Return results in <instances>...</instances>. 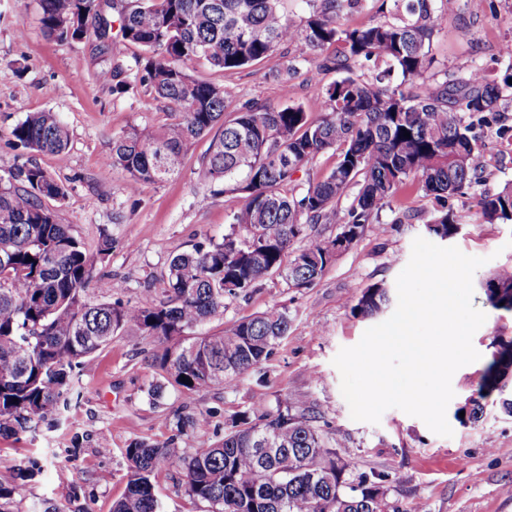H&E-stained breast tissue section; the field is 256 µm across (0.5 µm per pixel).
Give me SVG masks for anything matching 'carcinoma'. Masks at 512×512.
<instances>
[{"instance_id": "carcinoma-1", "label": "carcinoma", "mask_w": 512, "mask_h": 512, "mask_svg": "<svg viewBox=\"0 0 512 512\" xmlns=\"http://www.w3.org/2000/svg\"><path fill=\"white\" fill-rule=\"evenodd\" d=\"M363 2L312 0L298 25L280 12L279 0H40L43 29L60 42L92 34L110 54L119 23L122 40L142 50L131 70L173 116L153 130L132 127L113 137L102 173L123 169L126 190L135 195L177 176L188 149L218 127L198 178L216 194L240 195L242 204L222 242L172 257L161 297L129 304L121 298L124 283L114 282L108 299L91 303L85 291L96 263L112 252V234L101 232L92 251L59 223L44 200L60 201L67 189L36 164L0 183V437L18 440L55 420L61 404L80 396L75 379L119 335L154 343L161 373L148 395L155 401L170 389L191 401L217 387L236 388L288 336L290 320L272 306L219 332L202 331L224 315V299L273 276L296 290L311 287L409 180L442 203L429 231L442 239L457 233L449 201L479 186L485 171L476 129L495 124L500 138L512 142L499 110L512 84L507 77L502 86L490 82L479 70L426 80L433 40L462 0H379L383 19L343 26L342 17ZM296 42L311 50L335 47L322 67L344 74L321 92L329 111L316 120L300 106L249 104L226 120L233 90L191 74L200 60L220 70L241 68ZM364 61L374 64L371 80L354 77ZM122 74L117 64L97 78L122 94L129 88ZM11 137L17 148L61 161L68 154L70 132L54 112L28 114ZM328 149L338 155L326 175L309 180L301 193L285 191L296 172ZM352 187L350 206L339 209ZM481 205L488 223H512V184ZM327 224L338 226L336 235L313 234ZM482 288L493 308L512 311V266L494 271ZM389 300V287L374 283L353 312L374 316ZM494 347L470 400L473 422L494 393L512 416V398L503 397L512 380V338L500 337ZM316 422L296 393L283 395L274 409L257 398L231 422L215 424L223 431L219 440L196 447L189 429L197 422L179 416L166 440L138 438L125 448L126 487L112 512H162L153 478L171 468L183 472L185 494L207 512H386L381 481L349 482L347 463ZM43 469L31 459L0 472V512H21L13 500L19 481Z\"/></svg>"}]
</instances>
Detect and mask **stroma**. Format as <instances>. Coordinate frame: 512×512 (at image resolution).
<instances>
[{"label": "stroma", "mask_w": 512, "mask_h": 512, "mask_svg": "<svg viewBox=\"0 0 512 512\" xmlns=\"http://www.w3.org/2000/svg\"><path fill=\"white\" fill-rule=\"evenodd\" d=\"M512 43V0H464L448 16L432 46L430 78L441 81L451 73L481 70L489 80L512 73V58L502 55ZM140 48L117 41L103 55L94 38L61 42L40 23L37 0H0V179L9 180L18 167L39 164L67 188L54 203L59 223L88 247H95L102 229L114 239L111 255L99 263L87 298L95 302L111 292L113 281L127 284L125 300L136 303L159 295L171 258L213 239L222 241L230 216L241 205L238 195L213 194L199 182L196 171L211 138H199L184 157L180 175L138 195L125 191L126 175L113 170L101 178L102 159L112 138L130 127L154 129L168 122L162 102L139 80L122 95L101 83L96 74L112 64L130 65ZM320 57L304 46L281 45L264 61L224 71L199 61L195 78L233 87L235 99L224 112L232 118L244 103L283 108L302 106L318 117L320 94L340 75L319 66ZM296 65L285 75L287 65ZM50 110L60 115L71 134L65 162L10 144L12 128L27 113ZM486 181L453 203L459 232L448 245L484 258L475 272L473 305L486 315L475 332L479 360L459 368L452 377L454 397L447 408L452 436L434 434L419 418L391 408L379 423L353 420L341 393V376L332 360L341 348L359 343L364 332L386 321L388 312L371 318L356 316L353 307L373 283L395 286L407 265L412 242L427 237V224L441 205L424 195L417 183L396 190L381 212L383 233L367 231L350 250L337 256L324 276L309 288H289L272 277L224 302L223 317L207 323L210 332L253 317L271 306L285 308L291 328L268 361L244 376L233 390L216 388L183 408L175 393L152 400L148 388L159 370L152 363L153 344L142 336H117L100 351L79 378V404L63 409L57 421L42 425L21 440L0 438V469H15L29 459L44 460L42 474L21 483L15 499L21 512L37 501L67 503L69 512H112L126 487L125 449L131 440L162 441L175 429V415L188 411L200 420L191 431L194 445L215 439L208 414L231 418L256 398L275 407L289 392L316 405L318 425L348 465L346 476L380 474L385 499L399 512H512V417L502 413L497 397L485 402L482 419L462 418L485 365L493 336L512 337V312L489 306L480 283L500 266L512 265V223L488 224L481 215L482 192L494 193L512 182V145L495 128L481 134ZM84 438L72 445L74 435ZM183 476L163 470L154 479L164 512H205L183 492Z\"/></svg>", "instance_id": "stroma-1"}]
</instances>
